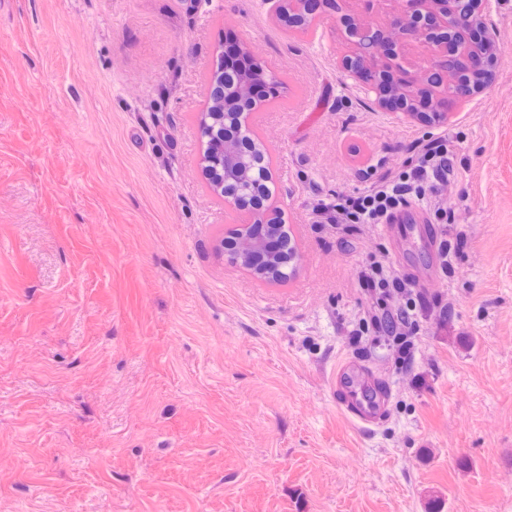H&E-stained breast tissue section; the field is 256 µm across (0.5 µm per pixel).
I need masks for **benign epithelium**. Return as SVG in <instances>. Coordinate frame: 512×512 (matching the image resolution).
<instances>
[{
  "label": "benign epithelium",
  "mask_w": 512,
  "mask_h": 512,
  "mask_svg": "<svg viewBox=\"0 0 512 512\" xmlns=\"http://www.w3.org/2000/svg\"><path fill=\"white\" fill-rule=\"evenodd\" d=\"M270 18L296 31L321 18L322 0H266ZM342 39L348 47L341 58L343 71L374 94L383 112L421 125L446 123L452 113L446 106L464 105L484 90L491 79L497 56L480 67L474 57L480 44L494 42V31L484 17L483 0H400V9L379 22L362 24L351 8L352 0H333ZM219 142L224 149V167H234L246 145L238 130L220 126ZM254 211L264 217L282 214L278 201L255 198ZM261 231L249 235L236 225L224 232L220 248L226 260L253 276L267 280L274 260L291 251L292 272L300 257L286 224L263 221Z\"/></svg>",
  "instance_id": "7a95c632"
}]
</instances>
